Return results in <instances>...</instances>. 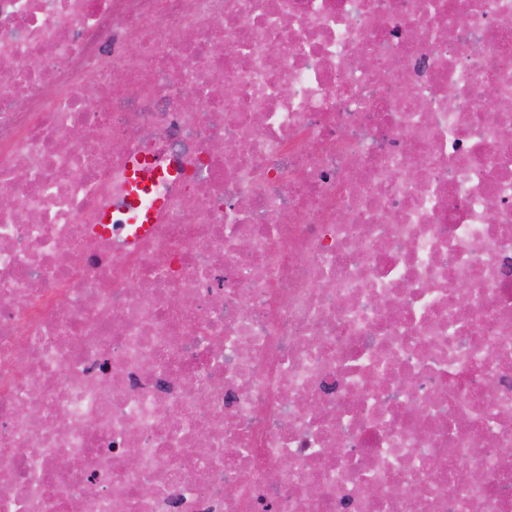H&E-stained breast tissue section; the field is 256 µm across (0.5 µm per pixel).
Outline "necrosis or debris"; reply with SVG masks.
Listing matches in <instances>:
<instances>
[{"label":"necrosis or debris","mask_w":512,"mask_h":512,"mask_svg":"<svg viewBox=\"0 0 512 512\" xmlns=\"http://www.w3.org/2000/svg\"><path fill=\"white\" fill-rule=\"evenodd\" d=\"M507 128L512 0H0V512H512ZM164 176L163 170H158L150 158L136 156L129 165L126 177L127 195L120 207L121 213H101L97 224L99 229L110 231L105 228L107 224L115 227V232H122V225L116 224H140L136 231H143L148 224H153L160 213L162 200L159 197L145 199V186L150 184L153 177Z\"/></svg>","instance_id":"1"}]
</instances>
